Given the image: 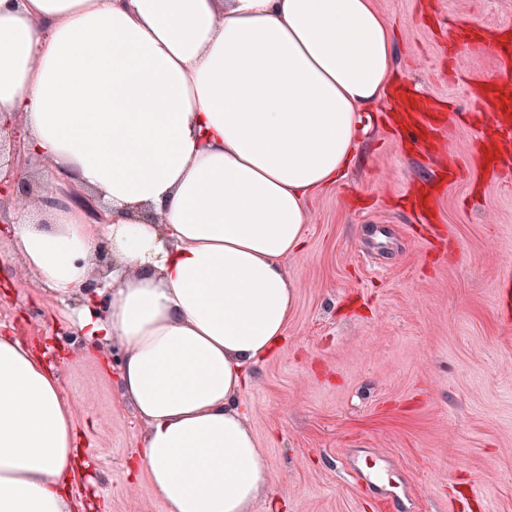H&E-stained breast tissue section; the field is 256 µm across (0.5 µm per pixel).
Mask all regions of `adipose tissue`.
<instances>
[{"instance_id":"adipose-tissue-1","label":"adipose tissue","mask_w":512,"mask_h":512,"mask_svg":"<svg viewBox=\"0 0 512 512\" xmlns=\"http://www.w3.org/2000/svg\"><path fill=\"white\" fill-rule=\"evenodd\" d=\"M372 0H0V119L54 184L11 224L29 270L118 340L166 512H279L240 397L285 338L306 204L344 177L393 80ZM101 200L100 220L75 195ZM75 421L52 365L0 334V512H75Z\"/></svg>"}]
</instances>
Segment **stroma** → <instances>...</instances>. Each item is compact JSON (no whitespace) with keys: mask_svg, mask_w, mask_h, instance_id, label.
<instances>
[{"mask_svg":"<svg viewBox=\"0 0 512 512\" xmlns=\"http://www.w3.org/2000/svg\"><path fill=\"white\" fill-rule=\"evenodd\" d=\"M396 31L397 82L440 102L443 137L464 176L434 224L402 204L433 167L392 134L385 103L344 178L307 202L302 254L288 258L296 306L282 347L243 399L284 512H512V321L496 306L512 275V176L481 174L474 82L496 75L491 48L449 49V24L512 21V0H373ZM391 224L374 250L376 221ZM0 232V333L61 348L58 374L93 478L95 512H166L128 461L144 425L122 398L118 342L78 330ZM374 448L398 466L394 502L355 482L347 456Z\"/></svg>","mask_w":512,"mask_h":512,"instance_id":"obj_1","label":"stroma"}]
</instances>
